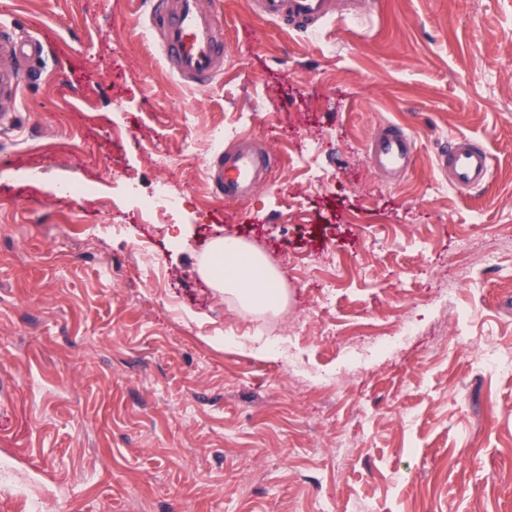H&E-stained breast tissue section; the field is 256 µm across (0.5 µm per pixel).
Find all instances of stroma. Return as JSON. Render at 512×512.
Segmentation results:
<instances>
[{"label": "stroma", "mask_w": 512, "mask_h": 512, "mask_svg": "<svg viewBox=\"0 0 512 512\" xmlns=\"http://www.w3.org/2000/svg\"><path fill=\"white\" fill-rule=\"evenodd\" d=\"M209 3L224 71L194 91L141 0H0L68 60L0 130V512H512V372L479 358L512 350V0H366L306 33ZM385 121L417 138L389 181L366 152ZM458 135L489 188L438 175ZM245 136L274 167L227 203L205 165ZM162 179L183 206L144 223L128 188ZM219 237L277 268L280 313L200 276ZM403 319L400 349L320 388ZM287 324L301 376L239 348Z\"/></svg>", "instance_id": "obj_1"}]
</instances>
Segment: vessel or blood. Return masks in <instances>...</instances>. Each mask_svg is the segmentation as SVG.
Instances as JSON below:
<instances>
[{
    "instance_id": "vessel-or-blood-1",
    "label": "vessel or blood",
    "mask_w": 512,
    "mask_h": 512,
    "mask_svg": "<svg viewBox=\"0 0 512 512\" xmlns=\"http://www.w3.org/2000/svg\"><path fill=\"white\" fill-rule=\"evenodd\" d=\"M258 13L294 32L317 29L335 18V0H256ZM148 30L155 47L178 79L193 88L209 86L223 70L224 41L213 9L202 0H147ZM50 33L21 35L11 22L0 21V124L12 120L22 100V69L31 62L46 63ZM382 132L367 149L381 175L409 170L416 139L399 124L384 122ZM270 169V154L243 140L229 152H219L207 166L214 194L233 202L252 196ZM437 170L457 190L488 187L492 182L490 152L469 137L449 141Z\"/></svg>"
}]
</instances>
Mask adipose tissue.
<instances>
[{
	"label": "adipose tissue",
	"instance_id": "adipose-tissue-1",
	"mask_svg": "<svg viewBox=\"0 0 512 512\" xmlns=\"http://www.w3.org/2000/svg\"><path fill=\"white\" fill-rule=\"evenodd\" d=\"M211 286L254 310L282 306L279 276L259 255L232 239L213 243L204 266Z\"/></svg>",
	"mask_w": 512,
	"mask_h": 512
}]
</instances>
